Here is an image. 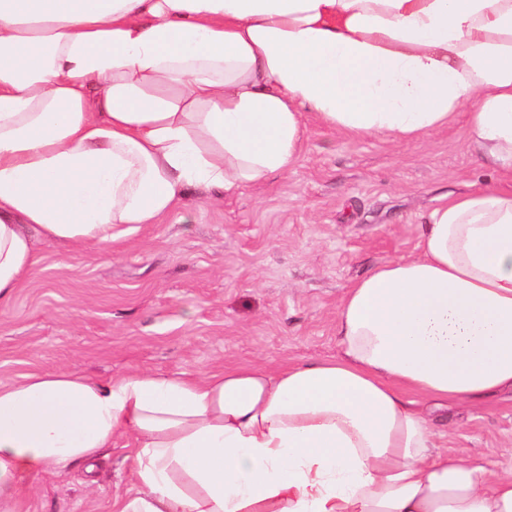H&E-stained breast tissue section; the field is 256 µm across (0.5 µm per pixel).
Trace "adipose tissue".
I'll return each instance as SVG.
<instances>
[{"label":"adipose tissue","mask_w":512,"mask_h":512,"mask_svg":"<svg viewBox=\"0 0 512 512\" xmlns=\"http://www.w3.org/2000/svg\"><path fill=\"white\" fill-rule=\"evenodd\" d=\"M467 117L500 173L344 289L338 358L0 381V512L130 441L112 512H512V456L430 414L512 393V0H0V311L35 238L111 245L190 187L287 173L304 118L415 140Z\"/></svg>","instance_id":"adipose-tissue-1"}]
</instances>
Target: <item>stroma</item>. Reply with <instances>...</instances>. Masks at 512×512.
<instances>
[{
    "label": "stroma",
    "mask_w": 512,
    "mask_h": 512,
    "mask_svg": "<svg viewBox=\"0 0 512 512\" xmlns=\"http://www.w3.org/2000/svg\"><path fill=\"white\" fill-rule=\"evenodd\" d=\"M288 173L190 188L158 223L111 249L36 239L38 262L0 312V379L73 370L203 376L338 356L344 288L416 251L425 216L498 181L468 147L465 118L418 140L350 137L306 118ZM442 445L484 464L512 452V397L433 414ZM127 439L93 474L31 480L19 512H111L129 486Z\"/></svg>",
    "instance_id": "1"
}]
</instances>
